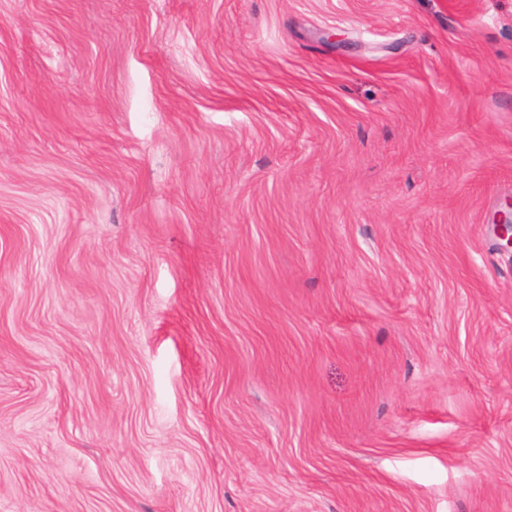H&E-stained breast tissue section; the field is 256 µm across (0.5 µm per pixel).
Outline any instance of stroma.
<instances>
[{"label": "stroma", "instance_id": "stroma-1", "mask_svg": "<svg viewBox=\"0 0 512 512\" xmlns=\"http://www.w3.org/2000/svg\"><path fill=\"white\" fill-rule=\"evenodd\" d=\"M512 0H0V512H512Z\"/></svg>", "mask_w": 512, "mask_h": 512}]
</instances>
